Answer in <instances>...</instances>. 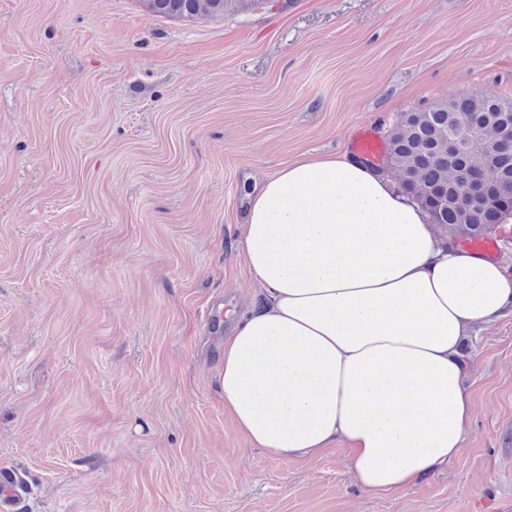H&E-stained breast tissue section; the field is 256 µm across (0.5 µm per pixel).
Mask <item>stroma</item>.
Masks as SVG:
<instances>
[{
  "instance_id": "stroma-1",
  "label": "stroma",
  "mask_w": 512,
  "mask_h": 512,
  "mask_svg": "<svg viewBox=\"0 0 512 512\" xmlns=\"http://www.w3.org/2000/svg\"><path fill=\"white\" fill-rule=\"evenodd\" d=\"M512 99V0H0V467L13 512H512V314L467 330L477 408L397 496L342 447H250L218 385L257 182L404 113ZM246 0H140L152 15L183 20L224 18ZM17 487V473L9 468H0V510L2 512L11 510L17 495Z\"/></svg>"
}]
</instances>
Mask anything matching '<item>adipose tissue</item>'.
Masks as SVG:
<instances>
[{
  "label": "adipose tissue",
  "mask_w": 512,
  "mask_h": 512,
  "mask_svg": "<svg viewBox=\"0 0 512 512\" xmlns=\"http://www.w3.org/2000/svg\"><path fill=\"white\" fill-rule=\"evenodd\" d=\"M243 257L263 306L232 318L219 387L245 442L301 459L344 444L375 495L446 468L475 412L460 340L512 307V267L450 244L346 153L262 180Z\"/></svg>",
  "instance_id": "obj_1"
}]
</instances>
